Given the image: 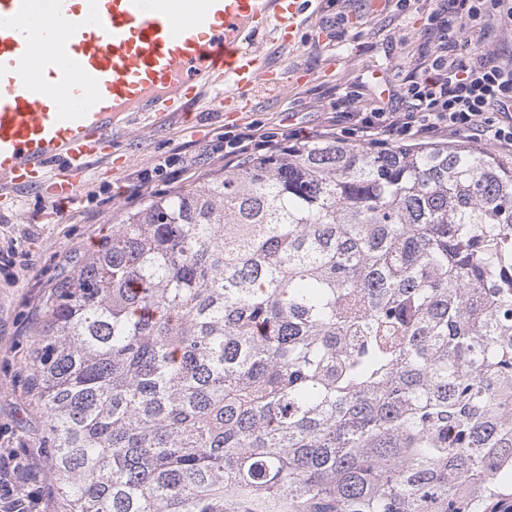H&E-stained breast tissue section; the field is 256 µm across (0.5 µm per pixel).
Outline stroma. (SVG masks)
I'll return each instance as SVG.
<instances>
[{"instance_id":"35a3bbf8","label":"stroma","mask_w":512,"mask_h":512,"mask_svg":"<svg viewBox=\"0 0 512 512\" xmlns=\"http://www.w3.org/2000/svg\"><path fill=\"white\" fill-rule=\"evenodd\" d=\"M437 0H310L293 45H271L288 84L259 90L249 110L200 101L163 128L116 117L111 161L89 167L77 193L28 189L0 198V452L26 465L36 512H60L56 477L34 436L40 415L28 397L26 362L58 280L110 235L125 209L150 193L223 170L224 138L249 126L293 128L299 139L336 126V105L353 94L388 109L405 106V78L431 48Z\"/></svg>"}]
</instances>
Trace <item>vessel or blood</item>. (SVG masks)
<instances>
[{
    "label": "vessel or blood",
    "instance_id": "obj_1",
    "mask_svg": "<svg viewBox=\"0 0 512 512\" xmlns=\"http://www.w3.org/2000/svg\"><path fill=\"white\" fill-rule=\"evenodd\" d=\"M301 0H0V182L70 198L108 157L113 113L191 102L206 84L244 102L282 81L261 35L293 31Z\"/></svg>",
    "mask_w": 512,
    "mask_h": 512
}]
</instances>
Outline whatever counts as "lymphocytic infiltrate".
<instances>
[{
    "mask_svg": "<svg viewBox=\"0 0 512 512\" xmlns=\"http://www.w3.org/2000/svg\"><path fill=\"white\" fill-rule=\"evenodd\" d=\"M468 29L486 31L493 21H512V0H441L434 27L436 47L404 86V110L342 103V115L361 140L423 141L466 133L512 149V65L489 54H453L452 20Z\"/></svg>",
    "mask_w": 512,
    "mask_h": 512,
    "instance_id": "f902f5d3",
    "label": "lymphocytic infiltrate"
}]
</instances>
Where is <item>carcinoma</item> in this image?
<instances>
[{"label":"carcinoma","instance_id":"carcinoma-1","mask_svg":"<svg viewBox=\"0 0 512 512\" xmlns=\"http://www.w3.org/2000/svg\"><path fill=\"white\" fill-rule=\"evenodd\" d=\"M45 312L61 512H512V161L478 146L249 155Z\"/></svg>","mask_w":512,"mask_h":512}]
</instances>
